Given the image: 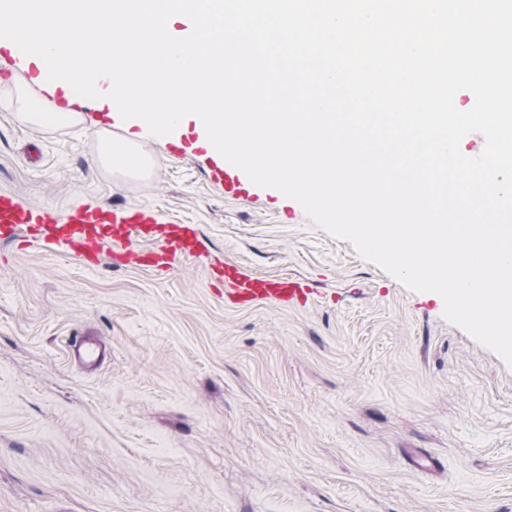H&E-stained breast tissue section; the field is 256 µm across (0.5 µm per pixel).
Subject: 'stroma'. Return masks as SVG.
Masks as SVG:
<instances>
[{
	"instance_id": "obj_1",
	"label": "stroma",
	"mask_w": 512,
	"mask_h": 512,
	"mask_svg": "<svg viewBox=\"0 0 512 512\" xmlns=\"http://www.w3.org/2000/svg\"><path fill=\"white\" fill-rule=\"evenodd\" d=\"M0 76V190L56 211L136 204L209 256L159 274L0 242V512H512V367L297 201L239 200L102 100ZM156 163L110 171L106 141ZM303 279L296 308L225 304L209 265ZM112 356L68 357L75 333Z\"/></svg>"
}]
</instances>
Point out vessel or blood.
Instances as JSON below:
<instances>
[{
    "mask_svg": "<svg viewBox=\"0 0 512 512\" xmlns=\"http://www.w3.org/2000/svg\"><path fill=\"white\" fill-rule=\"evenodd\" d=\"M166 151L179 158H210V183L236 196H248V186L240 179L237 167L213 154L197 135L184 134L167 141ZM22 232L63 247L91 268L115 258L127 266L165 271L208 250L198 225L161 221L157 211L148 206L99 205L58 213L24 203L14 193L1 190L0 239L11 241ZM211 273L223 284L225 297L235 304L270 300L296 306L308 300L307 286L295 277L256 276L229 261L214 264ZM106 355V344L98 337H81L69 347L70 359L87 368L98 365Z\"/></svg>",
    "mask_w": 512,
    "mask_h": 512,
    "instance_id": "b4317fda",
    "label": "vessel or blood"
}]
</instances>
